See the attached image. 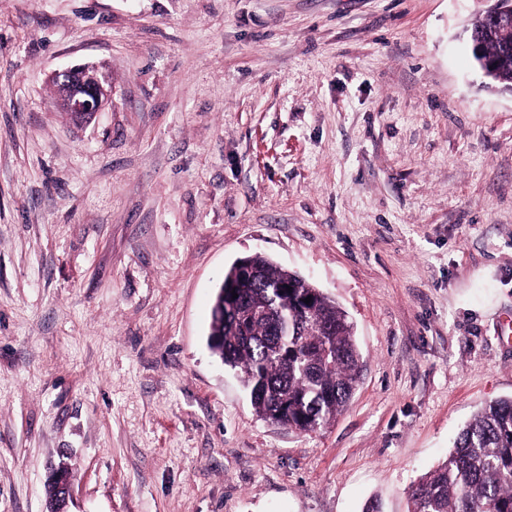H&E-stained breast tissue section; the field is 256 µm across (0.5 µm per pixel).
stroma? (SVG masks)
I'll use <instances>...</instances> for the list:
<instances>
[{"mask_svg":"<svg viewBox=\"0 0 512 512\" xmlns=\"http://www.w3.org/2000/svg\"><path fill=\"white\" fill-rule=\"evenodd\" d=\"M485 0H0V512H409L512 397V92ZM104 65L112 104L49 78ZM255 252L335 299L361 378L301 433L207 345ZM75 73H82L84 78L75 82L72 79ZM52 81L58 106L77 123L89 122L112 103V87L98 71L89 66H75L55 72ZM49 480L50 483L54 485L55 490L51 486H48V498H51L54 492L55 496L48 505V512H69L68 504L71 492L70 477L66 475L63 469L53 466L50 467Z\"/></svg>","mask_w":512,"mask_h":512,"instance_id":"35a3bbf8","label":"stroma"}]
</instances>
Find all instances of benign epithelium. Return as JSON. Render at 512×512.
<instances>
[{
	"mask_svg": "<svg viewBox=\"0 0 512 512\" xmlns=\"http://www.w3.org/2000/svg\"><path fill=\"white\" fill-rule=\"evenodd\" d=\"M483 16L491 19L504 36H512V0H490ZM472 54L485 76L496 69L495 62L484 52L482 43L470 40ZM58 106L77 123H87L112 103V87L107 80L89 66H75L53 74ZM50 483L55 496L48 505V512H68L71 492L70 477L61 468H50Z\"/></svg>",
	"mask_w": 512,
	"mask_h": 512,
	"instance_id": "obj_1",
	"label": "benign epithelium"
}]
</instances>
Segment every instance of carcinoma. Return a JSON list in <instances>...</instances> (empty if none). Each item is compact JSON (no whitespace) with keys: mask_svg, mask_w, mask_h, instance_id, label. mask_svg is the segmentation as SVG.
Listing matches in <instances>:
<instances>
[{"mask_svg":"<svg viewBox=\"0 0 512 512\" xmlns=\"http://www.w3.org/2000/svg\"><path fill=\"white\" fill-rule=\"evenodd\" d=\"M492 81L512 84V54ZM224 273L211 307L209 347L236 370L258 417L299 432L323 428L357 386L360 352L345 311L262 254ZM237 298H232V293ZM311 302H304L305 298ZM411 512H512V398L494 400L462 427L453 450L421 477Z\"/></svg>","mask_w":512,"mask_h":512,"instance_id":"cac0c4a2","label":"carcinoma"}]
</instances>
